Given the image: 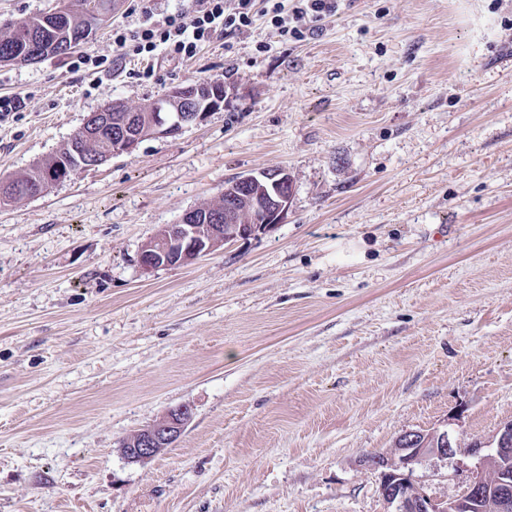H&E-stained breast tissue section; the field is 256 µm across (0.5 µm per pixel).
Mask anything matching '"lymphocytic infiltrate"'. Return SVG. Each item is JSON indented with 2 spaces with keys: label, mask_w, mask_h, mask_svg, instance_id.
I'll list each match as a JSON object with an SVG mask.
<instances>
[{
  "label": "lymphocytic infiltrate",
  "mask_w": 512,
  "mask_h": 512,
  "mask_svg": "<svg viewBox=\"0 0 512 512\" xmlns=\"http://www.w3.org/2000/svg\"><path fill=\"white\" fill-rule=\"evenodd\" d=\"M337 9L338 0H190L183 10L159 19L144 0L138 27L113 29L112 43L120 54L130 48L150 55L161 48L171 58H190L218 35L249 33L260 16L281 36L301 40Z\"/></svg>",
  "instance_id": "obj_1"
}]
</instances>
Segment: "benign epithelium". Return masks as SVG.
<instances>
[{"mask_svg":"<svg viewBox=\"0 0 512 512\" xmlns=\"http://www.w3.org/2000/svg\"><path fill=\"white\" fill-rule=\"evenodd\" d=\"M196 93L189 86L171 87L162 100L146 105L149 114V136L172 137L185 127L197 124L205 116L224 107L226 86L215 83L210 88L209 102L205 107L195 104ZM126 107L111 102L97 112L89 114L81 132L96 137L109 130L103 154L76 156V169L97 167L118 155H130L142 141L136 121L129 117L112 122V113L124 112ZM231 196L224 204V223L202 230L196 224L197 210L186 211L175 224L163 226L165 234L147 241L140 253V268L151 273L161 267L156 255L173 251L175 266H188L200 258L211 255L228 242L248 239L272 230L283 222L291 203L292 184L283 170L259 174H246L230 188ZM257 211L263 219L242 223L240 205ZM191 409L179 406L152 427L141 431L130 440L131 448H120L130 463L146 464L161 450L169 447L181 435L190 421ZM400 445L390 457L365 455L361 465L381 471L380 493L392 512H473L481 507L483 512H512V475L505 472L504 463L512 460V421L501 425L488 442L479 443L467 452L477 458L476 472L465 489L453 499H437L412 482L415 466L430 460L454 458L460 448L453 430L407 431L399 437Z\"/></svg>","mask_w":512,"mask_h":512,"instance_id":"benign-epithelium-1","label":"benign epithelium"}]
</instances>
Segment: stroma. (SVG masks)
I'll list each match as a JSON object with an SVG mask.
<instances>
[{"label": "stroma", "instance_id": "obj_1", "mask_svg": "<svg viewBox=\"0 0 512 512\" xmlns=\"http://www.w3.org/2000/svg\"><path fill=\"white\" fill-rule=\"evenodd\" d=\"M70 55L0 65V178L92 112L219 78L223 109L0 206V512H387L366 454L512 420V0H340L193 58L117 55L141 0ZM270 44L258 52V43ZM281 169L283 224L190 266L142 246L234 177ZM152 461L124 440L178 406ZM476 460L428 462L460 494Z\"/></svg>", "mask_w": 512, "mask_h": 512}]
</instances>
